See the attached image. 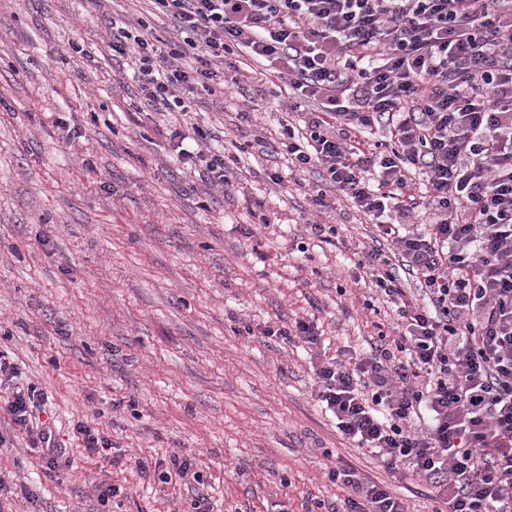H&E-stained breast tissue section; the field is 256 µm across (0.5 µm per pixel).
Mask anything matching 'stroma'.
Segmentation results:
<instances>
[{"instance_id":"1","label":"stroma","mask_w":512,"mask_h":512,"mask_svg":"<svg viewBox=\"0 0 512 512\" xmlns=\"http://www.w3.org/2000/svg\"><path fill=\"white\" fill-rule=\"evenodd\" d=\"M103 35L90 0H0V354L18 383L47 394L62 448L46 470L8 426L0 387V512H190L200 494L212 512H304L339 495L325 475L337 462L388 485L409 512H432L431 486L391 478L337 430L313 395L309 355L262 333L317 319L332 357L391 332L366 309L355 264L371 224L346 202L318 217L340 245L303 239L322 176L295 180L284 158L253 148L256 128L278 136L281 115L251 72L192 104L211 148L238 154L243 190L194 181L162 122L133 111L135 82ZM250 105L258 123L241 117ZM79 421L111 440V458L87 455ZM174 454L200 464L202 484L135 466ZM100 484L126 493L101 503Z\"/></svg>"}]
</instances>
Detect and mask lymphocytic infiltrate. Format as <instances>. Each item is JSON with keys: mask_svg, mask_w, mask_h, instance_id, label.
Returning a JSON list of instances; mask_svg holds the SVG:
<instances>
[{"mask_svg": "<svg viewBox=\"0 0 512 512\" xmlns=\"http://www.w3.org/2000/svg\"><path fill=\"white\" fill-rule=\"evenodd\" d=\"M151 2L171 23L167 45L147 21L109 18L108 47L131 66L140 103L182 115L166 134L190 172L234 185L236 157L208 147L186 99L232 89L247 53L287 94L283 110L316 104L303 126L282 121L277 145L257 138L259 150L321 171L312 206L334 210L333 188L383 240L358 266L401 331L369 355L346 347L314 365L337 429L389 473L432 484L448 512H512V0ZM380 127L385 140L368 141ZM41 401L16 387L5 411L53 469ZM326 475L347 490L326 512H408L350 469Z\"/></svg>", "mask_w": 512, "mask_h": 512, "instance_id": "lymphocytic-infiltrate-1", "label": "lymphocytic infiltrate"}]
</instances>
